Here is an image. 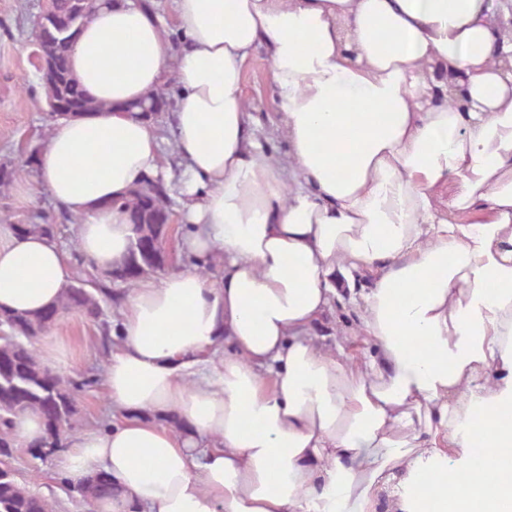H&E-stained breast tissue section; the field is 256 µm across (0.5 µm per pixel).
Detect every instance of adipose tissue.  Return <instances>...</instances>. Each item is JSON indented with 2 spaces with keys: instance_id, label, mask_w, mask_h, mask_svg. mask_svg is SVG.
<instances>
[{
  "instance_id": "obj_1",
  "label": "adipose tissue",
  "mask_w": 512,
  "mask_h": 512,
  "mask_svg": "<svg viewBox=\"0 0 512 512\" xmlns=\"http://www.w3.org/2000/svg\"><path fill=\"white\" fill-rule=\"evenodd\" d=\"M171 10L177 56L161 14L96 0L69 60L104 107L55 119L21 188L79 217L97 270L122 262L135 232L120 199L166 177L155 127L128 105L176 80L182 245L219 253L222 273L137 283L105 370L112 424L75 434L70 484L111 476L94 512H376L388 490L401 512L487 492L512 505V0ZM259 44L285 166L249 127ZM73 274L55 238L0 224L1 309L58 308ZM336 303L377 356L349 335L318 342Z\"/></svg>"
}]
</instances>
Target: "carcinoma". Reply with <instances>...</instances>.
Returning <instances> with one entry per match:
<instances>
[{"mask_svg":"<svg viewBox=\"0 0 512 512\" xmlns=\"http://www.w3.org/2000/svg\"><path fill=\"white\" fill-rule=\"evenodd\" d=\"M93 6L84 0H49L46 11L33 21L34 41L48 44L53 55H70L73 41L70 34L51 28L52 17L67 15L80 28ZM78 81L71 70L57 73L43 81L45 103L67 101ZM120 206L127 211L135 226L136 239L122 266L133 270L132 285L151 275L164 262L162 243L169 211L156 186L132 191ZM98 289L89 287V280L76 276L65 289L60 312L75 310L85 316L101 315ZM56 320L45 313L6 312L0 310V512H54L53 503L30 490L26 481L17 477L12 466L17 442L11 433L14 419L27 412L38 413L43 422L42 447L58 449L72 436L77 410L68 381L42 364L32 347V340L47 334ZM86 506L112 493L109 484L93 477L77 490Z\"/></svg>","mask_w":512,"mask_h":512,"instance_id":"1","label":"carcinoma"}]
</instances>
